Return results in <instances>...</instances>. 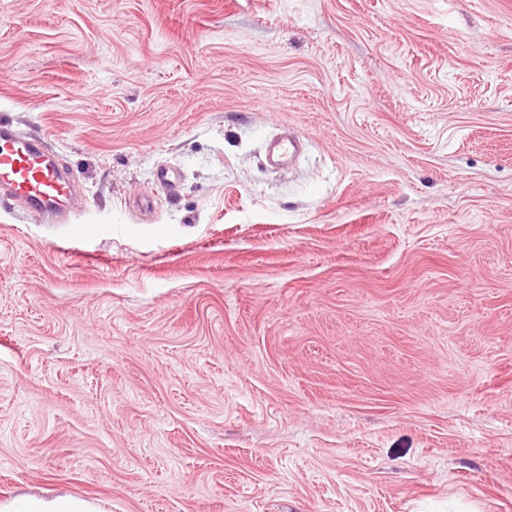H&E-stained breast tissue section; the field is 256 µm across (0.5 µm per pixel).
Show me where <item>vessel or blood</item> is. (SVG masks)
I'll list each match as a JSON object with an SVG mask.
<instances>
[{"mask_svg": "<svg viewBox=\"0 0 512 512\" xmlns=\"http://www.w3.org/2000/svg\"><path fill=\"white\" fill-rule=\"evenodd\" d=\"M28 212L50 218L68 211L75 194L70 177L54 163L44 139L22 138L0 120V191Z\"/></svg>", "mask_w": 512, "mask_h": 512, "instance_id": "b4317fda", "label": "vessel or blood"}]
</instances>
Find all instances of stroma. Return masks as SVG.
<instances>
[{
  "label": "stroma",
  "instance_id": "stroma-1",
  "mask_svg": "<svg viewBox=\"0 0 512 512\" xmlns=\"http://www.w3.org/2000/svg\"><path fill=\"white\" fill-rule=\"evenodd\" d=\"M0 118V503L512 512V0H0ZM28 212L47 219L69 211L75 194L70 177L54 163L42 138H22L8 120H0V191Z\"/></svg>",
  "mask_w": 512,
  "mask_h": 512
}]
</instances>
